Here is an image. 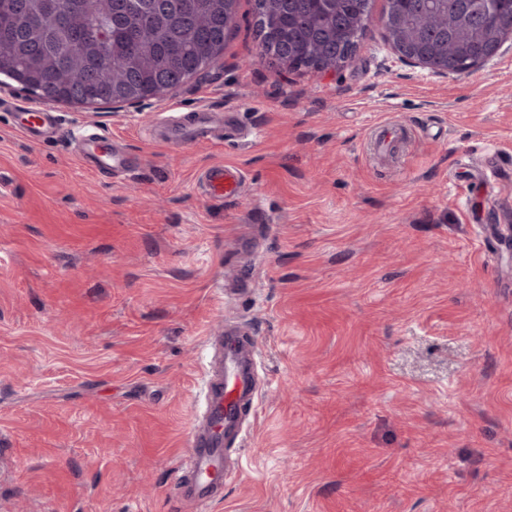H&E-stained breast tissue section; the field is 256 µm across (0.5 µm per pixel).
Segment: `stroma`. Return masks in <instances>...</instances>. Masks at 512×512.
Masks as SVG:
<instances>
[{
    "label": "stroma",
    "mask_w": 512,
    "mask_h": 512,
    "mask_svg": "<svg viewBox=\"0 0 512 512\" xmlns=\"http://www.w3.org/2000/svg\"><path fill=\"white\" fill-rule=\"evenodd\" d=\"M373 0L334 73L256 57L249 0L207 77L55 105L28 141L0 84V512H187L209 338L257 350L258 409L209 512H512V41L469 74L399 61ZM223 113V144L156 131ZM410 136L401 164L373 129ZM101 134L138 159L87 171ZM499 155V180L466 164ZM245 169L239 195L201 174Z\"/></svg>",
    "instance_id": "35a3bbf8"
}]
</instances>
